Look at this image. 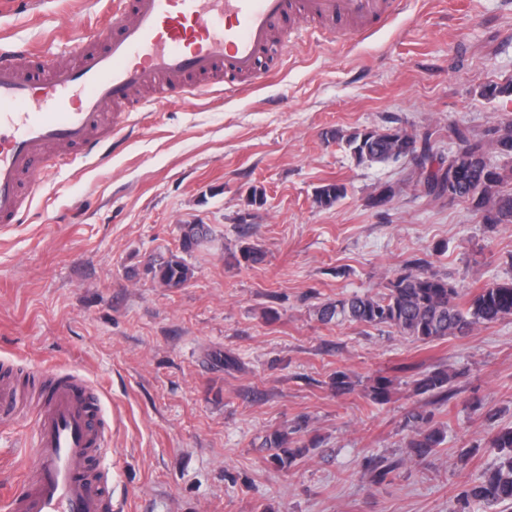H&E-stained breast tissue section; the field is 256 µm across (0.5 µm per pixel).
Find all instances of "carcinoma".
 <instances>
[{
    "label": "carcinoma",
    "mask_w": 512,
    "mask_h": 512,
    "mask_svg": "<svg viewBox=\"0 0 512 512\" xmlns=\"http://www.w3.org/2000/svg\"><path fill=\"white\" fill-rule=\"evenodd\" d=\"M481 95L490 99L512 102V80L491 83L483 87ZM498 133L495 153L500 163L487 161L488 148L483 140L470 136L462 128L454 130L455 150L448 160L435 161L428 146L417 147L415 136L401 128L357 131L336 139H346V145L360 163H381L392 156L410 158L419 169L427 193L448 195L451 200H463L481 215L486 224H512V191L498 190L504 183H512V126L495 129ZM346 185L329 181L317 188V202L331 207L346 195ZM207 239L202 224L181 227L182 250L190 252ZM426 261L407 267L381 296L358 295L341 298L323 305L319 319L329 323L333 319L346 320L368 326L388 327L403 336L422 342H431L471 331L478 324H493L512 316V281L494 283L471 294L462 301L459 290L448 279L425 271ZM151 273L170 288L183 286L192 270L178 256L152 266ZM450 376L446 370H433L416 380L417 391L431 397V402L443 405L453 396L449 388ZM392 380L378 377L370 387V400L383 404L389 400ZM411 434L407 448L418 460L436 453L445 441L444 432L424 426L421 414L407 416ZM301 424L282 426L272 430L265 445L276 450L274 460L286 469L315 442H300L296 437ZM498 449L497 468L464 485L456 495L457 507L451 512H476L480 507L507 504L512 507V426L498 429L489 440Z\"/></svg>",
    "instance_id": "1"
}]
</instances>
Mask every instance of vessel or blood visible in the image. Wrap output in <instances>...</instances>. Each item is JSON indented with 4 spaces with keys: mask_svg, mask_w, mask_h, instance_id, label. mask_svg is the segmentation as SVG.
I'll return each mask as SVG.
<instances>
[{
    "mask_svg": "<svg viewBox=\"0 0 512 512\" xmlns=\"http://www.w3.org/2000/svg\"><path fill=\"white\" fill-rule=\"evenodd\" d=\"M404 0H118L107 31L85 33L73 62L29 73L27 48L0 44V231L23 223L34 195L23 174L49 158L102 157L119 126L118 106H147V91L180 96L257 84L265 59L288 51L298 26L358 38L400 13ZM47 400L31 410L0 380V423L31 420L19 486L5 512H105L87 462L105 437L91 419L93 385L58 369Z\"/></svg>",
    "mask_w": 512,
    "mask_h": 512,
    "instance_id": "vessel-or-blood-1",
    "label": "vessel or blood"
}]
</instances>
